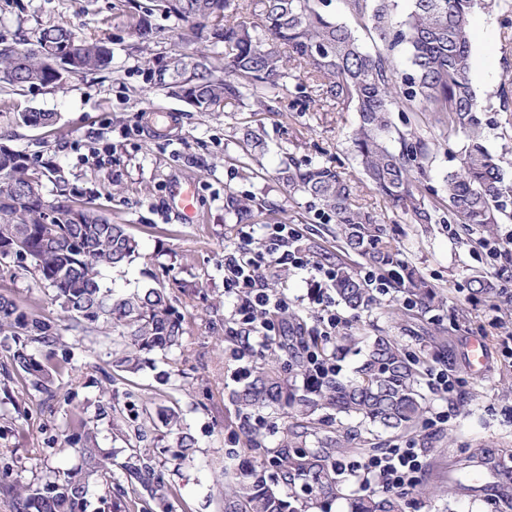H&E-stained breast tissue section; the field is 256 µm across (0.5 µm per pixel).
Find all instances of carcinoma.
<instances>
[{"label": "carcinoma", "instance_id": "obj_1", "mask_svg": "<svg viewBox=\"0 0 512 512\" xmlns=\"http://www.w3.org/2000/svg\"><path fill=\"white\" fill-rule=\"evenodd\" d=\"M344 2L353 19L371 25L379 43L375 51L367 50L347 23L332 16L331 0H149L130 19L144 43L156 34L152 17L161 14L182 24L177 34L182 43L205 40L222 47L214 56L177 50L165 64L146 68L149 83L192 108L222 112L247 97L258 112H279L289 79L295 90L291 110L318 112L333 106L338 112L357 113L351 148L367 181L415 223L460 224L491 234L497 225L512 221V174L485 145L482 108L469 79L474 0H410L401 21L393 16V0ZM401 44L408 48V73L395 68L391 57ZM111 57L106 42H90L70 28L53 25L42 29L31 45L0 40V82L14 91L35 85L61 88L72 76L106 68ZM218 68L224 69V77L215 75ZM394 112L410 113L426 123L431 137L415 128L392 139ZM13 121L45 127L54 123L55 114L16 112ZM459 132L466 142L458 151V166L445 177V194L429 199L424 190L438 137ZM240 144L247 157L265 151L263 135L250 126L241 130ZM280 174L289 192L311 197L320 214L336 224L343 253L384 273L390 287L408 294L424 311L443 301L439 289L398 259L384 221L358 201L357 187L344 172L327 164L303 167L291 159ZM46 179L53 181L59 197L52 204L41 194ZM73 196L59 166H36L26 153L0 143V257L29 258L34 278L51 289L63 312L53 321L40 309L22 310L1 295L0 335L21 343L12 354L13 369L52 397L55 380L69 370V357L40 360L27 351L30 344L62 346L65 332L110 330L117 336L112 367L135 373L143 367V355L181 348L186 333L184 318L163 282L118 295L106 284L103 272L132 262L138 243L125 225L111 223L95 207H75ZM229 202L239 222H252L253 200L232 196ZM468 285L474 297H503L504 289L482 275L473 276ZM334 291L350 310L364 311L374 304L368 283L339 256ZM288 322L293 330L288 336V375L273 362L261 363L252 380L232 392L238 408L285 404L311 424L317 411L331 409L358 419L370 435L375 429L404 435L425 422L424 361L394 337L351 331L327 346L294 313H288ZM362 347L363 359L352 376L342 377L338 366L313 381L306 378L309 353L319 351L338 363ZM162 423L181 449L180 458H188L195 441L183 432L180 414L169 409ZM68 429L72 434L63 438L60 451L80 445L76 452L81 464L49 471L37 487H7L16 512H84L92 488L112 490V469L97 446L94 421L74 414ZM279 465L290 475L313 471L327 493L341 495L339 481L314 454L282 458ZM125 471L152 500L166 504L170 489L156 480L149 454L135 449ZM405 506L399 494L368 495L355 502L353 512H405ZM224 512H291V505L277 485L253 469L240 473L224 492Z\"/></svg>", "mask_w": 512, "mask_h": 512}]
</instances>
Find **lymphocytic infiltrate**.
I'll list each match as a JSON object with an SVG mask.
<instances>
[{"instance_id":"obj_1","label":"lymphocytic infiltrate","mask_w":512,"mask_h":512,"mask_svg":"<svg viewBox=\"0 0 512 512\" xmlns=\"http://www.w3.org/2000/svg\"><path fill=\"white\" fill-rule=\"evenodd\" d=\"M262 231L263 250H247L252 234L245 231L241 234V247L224 254V292L234 303L235 323L245 334L255 338L250 353L269 347L287 331L282 315L289 309L288 299L271 294L266 284V271L274 264L311 270L313 288L310 298L317 307L311 332L324 343H331L340 324L329 294L333 267L312 261L297 247L298 233L291 225L266 224ZM425 455V449L412 445L396 447L368 458L359 463L358 468L364 475L374 478L379 490L409 492L421 479Z\"/></svg>"}]
</instances>
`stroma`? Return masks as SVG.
I'll return each instance as SVG.
<instances>
[{"label": "stroma", "instance_id": "obj_1", "mask_svg": "<svg viewBox=\"0 0 512 512\" xmlns=\"http://www.w3.org/2000/svg\"><path fill=\"white\" fill-rule=\"evenodd\" d=\"M159 33L140 51L128 17V0H0V38L31 42L48 26L69 27L82 38L108 41L113 50L107 70L71 78L65 88L33 86L20 91L0 87V139L28 154L35 164L62 166L79 200L92 202L112 223L125 225L138 241L141 256L128 267L107 272L116 290L153 285L163 278L185 319L182 351L152 353L138 373L112 368L111 340L67 333L70 368L56 397L35 391L18 376H5L13 342L0 343V455L12 458L9 482L40 484L51 468L79 464L75 453L56 447L72 409L94 414L104 396L116 397L121 415L98 421L97 442L110 455L114 474L105 512H124L138 497L137 512H160L146 491H135L124 465L132 450L127 441L142 422L143 409L157 414L177 409L195 440L192 461L180 462L179 450L163 424L147 427L143 441L155 475L171 490L170 512H224V490L236 473L249 466L267 480L282 483L285 471L275 464L288 425L286 410H238L231 394L244 384L241 367H255L261 356L240 357L232 304L224 295V253L240 244V226L227 207L228 195L266 204L259 224H293L309 255L321 262L336 254V227L310 209L307 198L290 194L277 178L287 159L303 164L333 163L352 179L363 173L349 151L356 115L352 112L253 113L229 104L212 115L198 112L150 85L145 59L166 62L176 40V22L155 17ZM470 81L483 108L486 145L512 162V127L505 125L504 100L512 101V0L506 6L477 0L470 17ZM54 112L47 127L14 124L13 113ZM261 125L266 150L242 171L240 130ZM196 191L199 221L186 224L167 203L172 183ZM364 198L382 214L400 258L413 266L445 300L434 311L410 310L401 319L389 308L403 305L394 289L376 293L375 305L356 313L337 307L340 329H363L368 335L396 337L423 356L432 370L452 367L454 388H427V424L402 437L381 433L382 447L414 443L425 449L423 479L432 495H411L405 512H507L512 506V305L472 300L467 280L477 272L500 280L512 268V224L497 225L493 236L465 231L457 224H417L392 210L372 191ZM267 282L286 295L292 312L312 321L311 275L294 268L272 267ZM0 295L23 309L41 308L51 319L60 311L51 291L36 283L28 262L0 260ZM483 338L488 361L484 374L470 368L469 342ZM447 423L432 425L438 413ZM470 456L474 469L462 479L463 491H448L459 458ZM359 478L344 479L342 497L297 492L293 512H351L359 497Z\"/></svg>", "mask_w": 512, "mask_h": 512}]
</instances>
